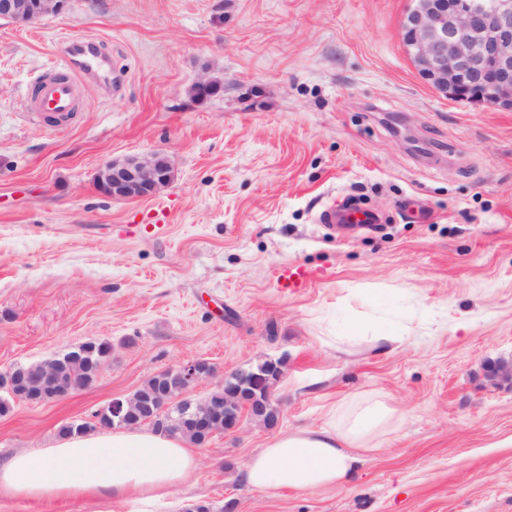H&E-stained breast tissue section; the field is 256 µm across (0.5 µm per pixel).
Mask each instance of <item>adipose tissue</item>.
I'll list each match as a JSON object with an SVG mask.
<instances>
[{
    "label": "adipose tissue",
    "mask_w": 512,
    "mask_h": 512,
    "mask_svg": "<svg viewBox=\"0 0 512 512\" xmlns=\"http://www.w3.org/2000/svg\"><path fill=\"white\" fill-rule=\"evenodd\" d=\"M400 419L397 409L378 396L332 407L322 425L268 441L249 460L243 477L266 491L347 487L365 453L378 449ZM197 464L186 438L152 430H108L14 454L0 465V491L30 500L130 499L140 504L141 512H156Z\"/></svg>",
    "instance_id": "ef3b65f1"
}]
</instances>
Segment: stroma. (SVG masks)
I'll return each mask as SVG.
<instances>
[{
	"mask_svg": "<svg viewBox=\"0 0 512 512\" xmlns=\"http://www.w3.org/2000/svg\"><path fill=\"white\" fill-rule=\"evenodd\" d=\"M411 6L69 0L35 24L0 20V371L112 345L88 388L0 416V463L163 370L206 359L221 380L281 359L278 424L198 447L179 512H512V388L486 377L512 357V110L420 77L400 35ZM88 39L106 70L55 131L26 94ZM203 77L223 92L195 99ZM150 153L170 184L99 194L101 165ZM335 202L382 221L320 223ZM284 267L312 279L281 287ZM356 324L405 341L322 344ZM369 393L402 419L349 487L245 483L270 438Z\"/></svg>",
	"mask_w": 512,
	"mask_h": 512,
	"instance_id": "1",
	"label": "stroma"
}]
</instances>
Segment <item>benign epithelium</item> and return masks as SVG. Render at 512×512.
Segmentation results:
<instances>
[{"label": "benign epithelium", "instance_id": "obj_1", "mask_svg": "<svg viewBox=\"0 0 512 512\" xmlns=\"http://www.w3.org/2000/svg\"><path fill=\"white\" fill-rule=\"evenodd\" d=\"M401 22L405 50L420 76L438 93L452 99L482 104L491 102L512 109V0H412ZM68 0H0V19L30 25L62 13ZM173 177L169 159L158 153L112 160L95 174L100 194L112 199L150 197ZM183 384L181 398L193 409L192 428H174L172 435L196 431L214 410L209 395L195 396L193 387L214 376L206 360L171 369ZM489 377L512 388V360L488 365ZM239 383L224 392V431L244 421L272 426L267 416L273 385L280 375L272 365L240 368ZM121 424L136 427L150 422L168 407L165 400H145L134 393L109 403Z\"/></svg>", "mask_w": 512, "mask_h": 512}]
</instances>
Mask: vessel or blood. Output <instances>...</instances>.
<instances>
[{"instance_id":"obj_1","label":"vessel or blood","mask_w":512,"mask_h":512,"mask_svg":"<svg viewBox=\"0 0 512 512\" xmlns=\"http://www.w3.org/2000/svg\"><path fill=\"white\" fill-rule=\"evenodd\" d=\"M63 65L68 73L64 76L46 75L32 87L26 97V109L35 114L52 115L59 126H66L74 116L82 92L83 81L94 75L102 66L101 57L94 49H87L83 58H75L72 52H65ZM327 224L368 226L380 223L381 217L375 212L356 208H344L333 204L321 215Z\"/></svg>"}]
</instances>
